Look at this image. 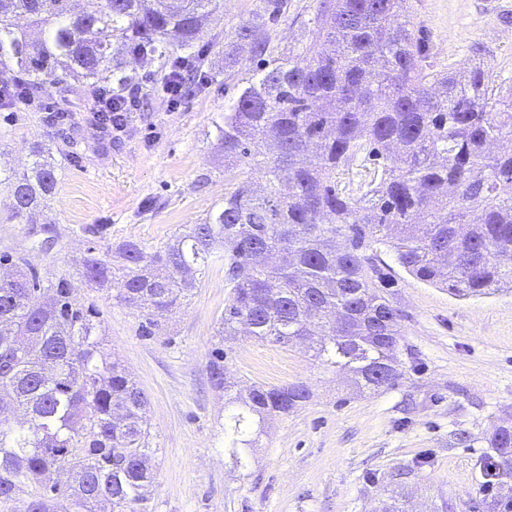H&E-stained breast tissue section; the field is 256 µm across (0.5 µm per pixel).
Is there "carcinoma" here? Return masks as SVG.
I'll use <instances>...</instances> for the list:
<instances>
[{
    "label": "carcinoma",
    "instance_id": "1",
    "mask_svg": "<svg viewBox=\"0 0 512 512\" xmlns=\"http://www.w3.org/2000/svg\"><path fill=\"white\" fill-rule=\"evenodd\" d=\"M219 0H0V107L34 101L47 84L79 82L93 97L127 107L140 85L128 60L172 59L183 84L209 64L204 41ZM405 0H321L308 44L271 58L268 24L239 27L256 61L217 126L224 164L261 174L224 194V204L153 253L134 241L120 300L167 312L224 261L230 288L219 336L288 346L307 338L313 357L347 375L356 393L395 385L401 316L383 274L366 255L388 245L406 272L460 297L512 285V92L495 94L490 68L433 73L424 37L400 17ZM273 143L275 154L257 150ZM30 171L0 168L13 217H33L56 188L45 149ZM381 168L355 197L339 175L359 158ZM91 255L84 277L111 269ZM94 308L73 301L65 278L33 271L0 277V512H146L153 472L148 398L102 346ZM224 390V450L247 465L266 420L306 402L302 384H252L224 376V349L208 365ZM483 487L512 479V427L487 438ZM69 482H49L59 471Z\"/></svg>",
    "mask_w": 512,
    "mask_h": 512
}]
</instances>
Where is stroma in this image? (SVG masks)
Returning a JSON list of instances; mask_svg holds the SVG:
<instances>
[{
    "mask_svg": "<svg viewBox=\"0 0 512 512\" xmlns=\"http://www.w3.org/2000/svg\"><path fill=\"white\" fill-rule=\"evenodd\" d=\"M319 3L288 0L270 31L273 57L307 42ZM264 6L224 0L210 36L234 42ZM402 10L429 36L432 71L480 61L501 94L512 92V0H405ZM136 71L137 96L150 108L132 106L118 130L91 121L93 99L74 82L44 89L42 110L0 109V164L20 173L33 145L65 149L44 209L55 247L41 251L29 225L8 221L10 198L0 188V254L24 256L41 277L70 279L75 299L100 313L105 351L146 392L155 449L149 512H377L398 482L409 512H437L446 501L467 508L480 496L488 435L512 424V291L459 298L407 273L388 245H374L386 294L403 315L402 376L375 393L346 394L338 372L304 344L243 335L219 343L229 290L218 262L187 301L147 326L145 312L119 301V279L98 285L83 277L88 247L116 269L123 241L163 249L222 204L241 174L225 169L215 139L234 87L193 85L174 101L162 89L160 62ZM220 345L231 380L301 382L310 391L297 410L265 423L243 469L224 451V392L210 381Z\"/></svg>",
    "mask_w": 512,
    "mask_h": 512,
    "instance_id": "35a3bbf8",
    "label": "stroma"
}]
</instances>
